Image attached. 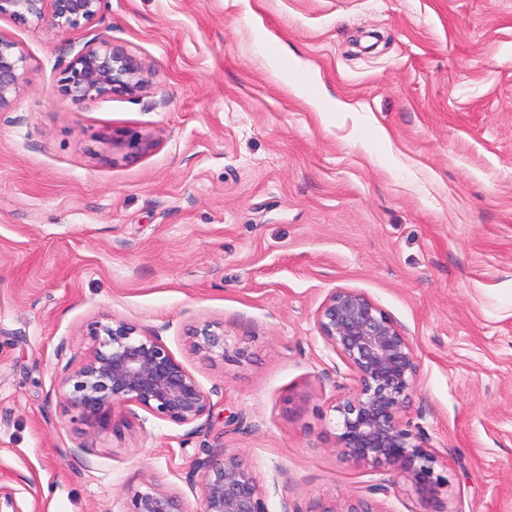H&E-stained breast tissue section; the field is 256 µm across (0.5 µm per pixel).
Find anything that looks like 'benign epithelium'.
<instances>
[{
    "instance_id": "1",
    "label": "benign epithelium",
    "mask_w": 512,
    "mask_h": 512,
    "mask_svg": "<svg viewBox=\"0 0 512 512\" xmlns=\"http://www.w3.org/2000/svg\"><path fill=\"white\" fill-rule=\"evenodd\" d=\"M106 0H0V19L47 25L61 33L95 24ZM28 58L19 44L0 33V112L20 91ZM150 69L126 49L92 41L64 62L59 93L73 101L105 95L136 96L149 84ZM320 337L353 373L356 387L335 402L343 454L359 462L398 468L423 498L444 484L437 458L403 421L419 364L410 338L364 293L334 288L316 313ZM85 335L90 353L65 368V400L90 430L109 427L116 409L134 404L178 426L210 416L211 395L161 337L123 320L92 321ZM193 351L225 357L224 330L207 323L190 329ZM200 512H269L267 492L246 459L225 451L199 459ZM123 512H184L163 487L135 491Z\"/></svg>"
}]
</instances>
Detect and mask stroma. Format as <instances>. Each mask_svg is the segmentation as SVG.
I'll list each match as a JSON object with an SVG mask.
<instances>
[{
	"mask_svg": "<svg viewBox=\"0 0 512 512\" xmlns=\"http://www.w3.org/2000/svg\"><path fill=\"white\" fill-rule=\"evenodd\" d=\"M28 69L0 112V496L122 512L161 486L199 512L196 459L241 452L270 512H512V0H107L58 33L0 19ZM106 39L151 70L79 103L61 66ZM350 103L348 111L337 101ZM148 144L134 153L119 140ZM410 337L403 420L445 480L422 500L344 456L356 382L321 339L331 289ZM160 336L214 403L91 432L64 402L94 320ZM223 326L225 357L186 332Z\"/></svg>",
	"mask_w": 512,
	"mask_h": 512,
	"instance_id": "obj_1",
	"label": "stroma"
}]
</instances>
